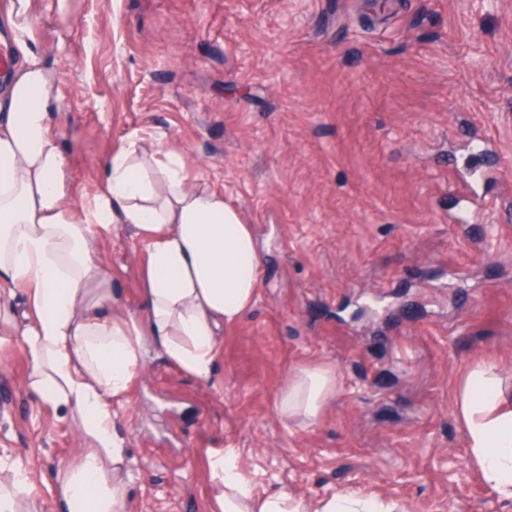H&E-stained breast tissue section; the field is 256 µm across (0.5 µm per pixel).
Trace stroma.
Wrapping results in <instances>:
<instances>
[{
  "mask_svg": "<svg viewBox=\"0 0 512 512\" xmlns=\"http://www.w3.org/2000/svg\"><path fill=\"white\" fill-rule=\"evenodd\" d=\"M28 44L57 77L52 119L76 203L135 136L177 146L252 224L253 306L210 379L150 357L116 404L127 512H218L221 455L256 495L346 492L403 512H512L470 459L467 366L512 377V0H35ZM489 171L467 222L457 186ZM112 310L144 314L145 253L96 249ZM336 376L320 420L287 421L292 373ZM0 349V480L60 512L77 420Z\"/></svg>",
  "mask_w": 512,
  "mask_h": 512,
  "instance_id": "stroma-1",
  "label": "stroma"
}]
</instances>
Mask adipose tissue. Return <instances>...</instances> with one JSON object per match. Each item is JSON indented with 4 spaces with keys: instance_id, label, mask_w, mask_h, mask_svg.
<instances>
[{
    "instance_id": "ef3b65f1",
    "label": "adipose tissue",
    "mask_w": 512,
    "mask_h": 512,
    "mask_svg": "<svg viewBox=\"0 0 512 512\" xmlns=\"http://www.w3.org/2000/svg\"><path fill=\"white\" fill-rule=\"evenodd\" d=\"M32 18L33 0H7L18 63L0 89V292L26 287L28 303L0 313V348L21 341L31 389L81 419L85 446L56 478L66 512H124L127 454L112 402L150 348L211 377L225 328L255 301L258 244L223 191L190 176L182 152L138 138L112 155L93 203L75 204L69 162L51 132L56 79L28 45ZM118 224L146 250L140 319L113 314L112 273L95 257ZM335 389L330 370L298 368L278 410L316 423ZM458 415L480 476L512 499V385L496 363L471 365ZM213 470L220 512H304L285 495L255 496L224 458Z\"/></svg>"
}]
</instances>
